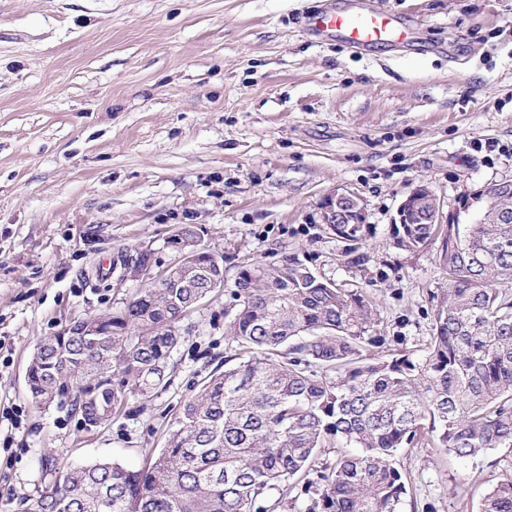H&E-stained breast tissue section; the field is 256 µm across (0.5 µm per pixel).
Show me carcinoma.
I'll use <instances>...</instances> for the list:
<instances>
[{"instance_id":"1","label":"carcinoma","mask_w":512,"mask_h":512,"mask_svg":"<svg viewBox=\"0 0 512 512\" xmlns=\"http://www.w3.org/2000/svg\"><path fill=\"white\" fill-rule=\"evenodd\" d=\"M494 209L512 195L483 190ZM337 238L363 247L370 224H338ZM397 248L442 240L448 287L432 295L434 332L420 354L377 358L384 343L372 301L359 289L316 277L288 256L240 267L226 326L237 357L224 360L182 406L178 428L138 469L116 461L55 468L23 512H268L283 485L294 512H402L403 448L437 445L462 460L512 448V219L472 224H394ZM208 289L144 288L125 305L43 339L27 368L31 396L69 403L101 426L134 395L168 386L177 324ZM100 399L90 400L94 391ZM340 448L336 462L320 458ZM478 512H512V474L482 497Z\"/></svg>"}]
</instances>
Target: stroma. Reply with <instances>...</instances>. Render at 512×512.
<instances>
[{
	"mask_svg": "<svg viewBox=\"0 0 512 512\" xmlns=\"http://www.w3.org/2000/svg\"><path fill=\"white\" fill-rule=\"evenodd\" d=\"M325 2L0 0V512L39 493L44 464L137 468L162 448L208 361L235 353L225 311L244 258L290 254L362 289L385 338L369 354L426 347L441 246L400 250L390 228L418 183L445 215L512 179V0H372L417 21L412 45L374 52L307 30ZM338 189L364 202L366 247L320 222ZM185 225L223 256L225 288L180 322L169 386L93 431L36 404L39 341L118 309L143 284L113 258L147 249L161 271ZM397 462L403 512H477L512 448Z\"/></svg>",
	"mask_w": 512,
	"mask_h": 512,
	"instance_id": "35a3bbf8",
	"label": "stroma"
}]
</instances>
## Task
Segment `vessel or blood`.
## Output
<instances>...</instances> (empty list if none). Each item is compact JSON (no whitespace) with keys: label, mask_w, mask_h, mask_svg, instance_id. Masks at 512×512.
Here are the masks:
<instances>
[{"label":"vessel or blood","mask_w":512,"mask_h":512,"mask_svg":"<svg viewBox=\"0 0 512 512\" xmlns=\"http://www.w3.org/2000/svg\"><path fill=\"white\" fill-rule=\"evenodd\" d=\"M414 27L412 18L378 12L372 0H328L323 11L309 20L316 35L336 38L359 50L404 42Z\"/></svg>","instance_id":"b4317fda"}]
</instances>
